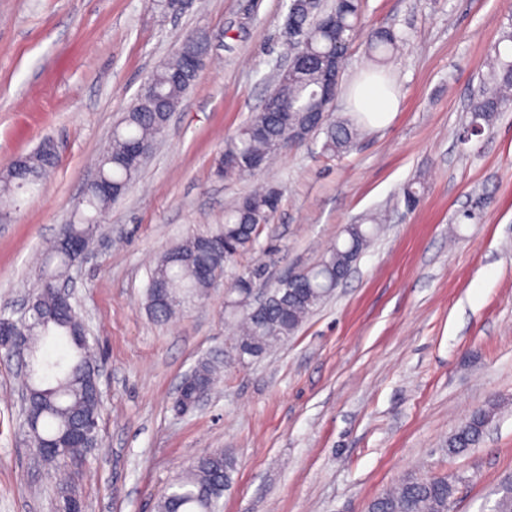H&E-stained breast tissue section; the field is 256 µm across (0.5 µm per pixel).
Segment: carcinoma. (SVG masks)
<instances>
[{"mask_svg": "<svg viewBox=\"0 0 512 512\" xmlns=\"http://www.w3.org/2000/svg\"><path fill=\"white\" fill-rule=\"evenodd\" d=\"M292 0L288 4V30L300 31L298 52L305 55L299 67L279 73L272 97L281 112L267 108L252 114L238 133L227 142L218 160V172L228 179L251 177L263 171L276 155L304 144L317 132L324 133L322 152L340 157L351 149L360 126L349 119L330 120L333 101L322 92L321 62L334 56L344 62L352 43L362 34V0H334L326 5L315 0ZM405 39L391 29H377L367 35L368 54L381 62L400 49ZM203 52L199 35L187 34L171 58L156 68L145 88L125 112L112 133V143L99 157V180L110 183V195L89 189L77 220L65 225L62 233L92 242L99 228L98 218L121 198L137 179L140 169L130 162V150L138 144L156 141L168 113L175 111L183 95L194 85L197 75L187 73L185 58ZM487 87L469 105L462 142L481 135L504 109L512 106V29L502 33L488 62ZM23 164L10 165L0 175V216H7V204L21 189L33 192L57 165V157L46 146L22 157ZM414 184L404 186L397 203L413 210L419 203ZM278 206V192L260 189L244 196L224 214L223 227L212 233L193 235L169 249L153 266L146 290L147 307L156 321L169 319L186 304L203 299L210 280L201 270L219 266V274L236 258L252 250ZM379 219L368 215L362 222L348 224L343 240L336 242L310 268L301 269L284 280L266 282V299L259 307L230 304L225 312L240 315V331L234 351L245 363L294 335L349 273L370 244ZM70 260L57 243L46 251L44 268L34 289L38 316L19 327L23 340L31 346L30 368L25 387L30 400V417L25 421L33 448L49 465L62 466L100 444L95 436L87 442L61 439L75 424L100 416L102 403L95 395L97 366L92 347L84 335L86 328L79 312L68 311L58 302L56 289L44 284L61 273ZM264 281V270L253 268L235 275L228 290L241 289ZM219 370L218 361L200 360L182 381L195 389L212 391ZM494 408H481L448 438V455L456 456L478 445L491 420ZM235 460L216 449L194 459L169 485L157 505L158 512H220V500L233 484ZM456 476L424 478L409 474L394 489L373 499L368 512H450L455 500Z\"/></svg>", "mask_w": 512, "mask_h": 512, "instance_id": "1", "label": "carcinoma"}]
</instances>
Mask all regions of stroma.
<instances>
[{"label": "stroma", "mask_w": 512, "mask_h": 512, "mask_svg": "<svg viewBox=\"0 0 512 512\" xmlns=\"http://www.w3.org/2000/svg\"><path fill=\"white\" fill-rule=\"evenodd\" d=\"M286 0H0V171L44 140L58 148L39 194L19 193L0 224V316L20 319L44 245L91 179L113 129L185 33L208 36L199 77L126 195L109 209L92 254L67 272L100 355L101 445L50 472L30 444L17 362L0 356V512H56L68 486L84 512H156L170 481L221 448L237 463L223 512H366L409 472L460 477L452 512H491L512 477V110L460 145L470 96L512 0H366L364 30L405 39L387 63L351 46L333 114L378 71L401 107L365 125L342 157L323 135L262 173L227 180L217 161L262 109L288 58ZM419 206L396 207L407 183ZM277 210L237 269L278 280L313 266L344 225L381 224L331 297L296 335L246 365L228 364L199 409L173 407L204 355L229 356L237 336L225 285L169 322L146 306L150 271L175 243L224 222L257 184ZM480 219L456 223L476 196ZM494 407L480 444L449 456L469 414Z\"/></svg>", "instance_id": "obj_1"}]
</instances>
